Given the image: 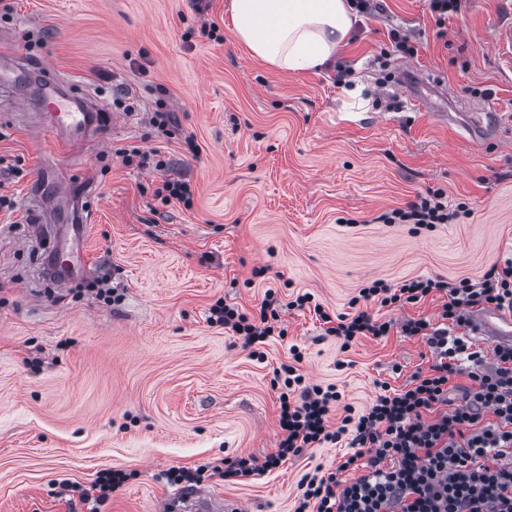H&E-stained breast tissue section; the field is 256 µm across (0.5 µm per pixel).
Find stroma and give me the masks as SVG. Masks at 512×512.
Listing matches in <instances>:
<instances>
[{"instance_id":"stroma-1","label":"stroma","mask_w":512,"mask_h":512,"mask_svg":"<svg viewBox=\"0 0 512 512\" xmlns=\"http://www.w3.org/2000/svg\"><path fill=\"white\" fill-rule=\"evenodd\" d=\"M230 3L13 0L0 16V72L16 52L47 61L101 114L81 158H63L0 85V195L14 203L0 208V512H86L58 495L59 481L87 487L110 468L129 478L102 512H154L169 468L264 458L280 436L273 371L290 347L309 383L342 392L335 424L365 410L377 382L404 388L432 362L422 337L395 330L341 349L309 308L282 311L288 333L259 361L208 322L216 300L249 311L273 288L282 301L308 292L345 313L374 280H477L512 257V46L498 41L512 29V0H465L441 25L430 0H384L319 73L256 61ZM205 23L215 37L201 34ZM393 28L416 42L415 57L393 50ZM405 62L449 97L422 86L429 107L413 110L395 81ZM342 73L366 109L337 84ZM116 98L135 106L117 128ZM487 98L497 143L476 145L442 119L450 100L474 108ZM157 112L173 113L179 134H158ZM133 146L159 149L170 176L189 181L191 206L154 199L158 173L117 154ZM87 179L90 268L60 288L41 271L55 232L32 238L28 200L50 181ZM429 189L466 203L470 217L417 234L378 223ZM106 273L112 303L90 288ZM343 453L326 443L248 480L202 485L244 512H293L302 475L335 469Z\"/></svg>"}]
</instances>
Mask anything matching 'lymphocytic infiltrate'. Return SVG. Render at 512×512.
<instances>
[{
	"label": "lymphocytic infiltrate",
	"mask_w": 512,
	"mask_h": 512,
	"mask_svg": "<svg viewBox=\"0 0 512 512\" xmlns=\"http://www.w3.org/2000/svg\"><path fill=\"white\" fill-rule=\"evenodd\" d=\"M125 163L161 173L153 194L161 203L190 205L193 191L184 181L165 177L167 167L157 149H121ZM465 203L449 205L442 190L416 193L404 206L380 214L381 224H410L430 229L454 224L469 216ZM446 297L438 323L407 319L402 323L375 318L369 305L391 307L421 301L431 293ZM351 312L330 314L313 295H296L297 308L312 306L342 348L362 337L388 336L400 328L407 337L425 338L433 361L427 371L415 372L410 385L380 392L361 414H346L340 423L330 421L342 394L336 385L306 383L297 364L300 351L274 371L279 391L278 424L281 438L264 461L249 457L224 460L223 476L242 481L275 469L304 449L347 441L335 471L305 474L294 512H512V348H494L492 356L474 347L465 327L470 308L491 305L512 311V259L493 265L481 279L456 282L443 277H417L392 285L374 280L350 301ZM283 303L274 290H266L255 311L216 301L210 324L239 336L243 347H259L286 335L280 324ZM467 374L471 380L462 403L449 407L452 378ZM364 472L353 481L344 472L356 467Z\"/></svg>",
	"instance_id": "f902f5d3"
}]
</instances>
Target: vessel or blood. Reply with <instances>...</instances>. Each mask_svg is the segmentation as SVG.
I'll list each match as a JSON object with an SVG mask.
<instances>
[{"label": "vessel or blood", "instance_id": "b4317fda", "mask_svg": "<svg viewBox=\"0 0 512 512\" xmlns=\"http://www.w3.org/2000/svg\"><path fill=\"white\" fill-rule=\"evenodd\" d=\"M26 71L38 85L53 91L48 111L38 113V123L42 133L55 138L67 152H74L76 143L72 134L78 129H92L97 125V108L92 102H85L81 109H72L70 102L75 99V91L61 84L59 78L47 64H26ZM465 131L470 140L479 144L494 143L499 136L498 115L491 101H484L479 112L473 113L466 123ZM93 181L81 186L67 182L58 183L57 196L73 200L74 205L67 213V223L63 229L65 249L72 257L70 269H63L54 255H46L42 261L46 270L58 286L70 284L71 269L88 270L89 262L85 242L92 216L84 203L93 195ZM468 334L475 340L498 347L512 348V312L494 307L477 306L466 315ZM157 512H237L227 506L223 494L196 488L190 491L176 490L166 494L157 504Z\"/></svg>", "mask_w": 512, "mask_h": 512}]
</instances>
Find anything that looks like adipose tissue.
<instances>
[{
	"instance_id": "1",
	"label": "adipose tissue",
	"mask_w": 512,
	"mask_h": 512,
	"mask_svg": "<svg viewBox=\"0 0 512 512\" xmlns=\"http://www.w3.org/2000/svg\"><path fill=\"white\" fill-rule=\"evenodd\" d=\"M231 15L255 58L292 73L330 63L356 20L349 0H232Z\"/></svg>"
}]
</instances>
